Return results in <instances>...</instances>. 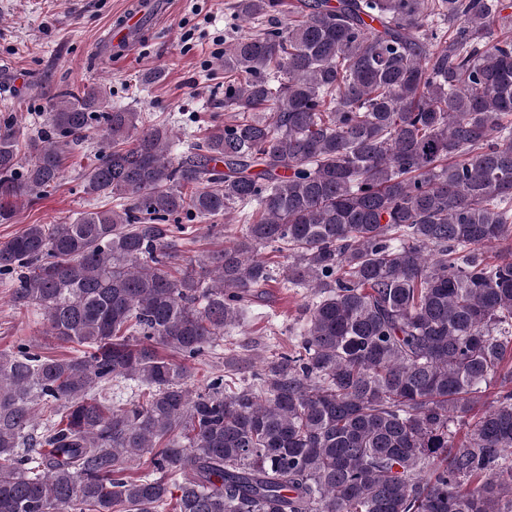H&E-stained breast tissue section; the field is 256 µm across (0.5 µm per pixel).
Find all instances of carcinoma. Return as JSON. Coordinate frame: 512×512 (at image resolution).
<instances>
[{"label": "carcinoma", "mask_w": 512, "mask_h": 512, "mask_svg": "<svg viewBox=\"0 0 512 512\" xmlns=\"http://www.w3.org/2000/svg\"><path fill=\"white\" fill-rule=\"evenodd\" d=\"M280 2L236 0L256 31L187 152L102 83L48 96L23 158L0 123L1 224L88 141L115 202L0 244L14 309L75 350L0 352V512H512V6L295 0L284 29ZM265 248L311 291L294 349L191 391ZM201 229L197 232V238L195 242L189 244L186 246L185 250V256L184 259L186 261L182 262L183 264L190 263L192 261V264L198 268L199 260L202 259L203 254H205L206 251L213 249L221 240L223 237L215 239L211 238L204 228L205 224H198Z\"/></svg>", "instance_id": "1"}]
</instances>
